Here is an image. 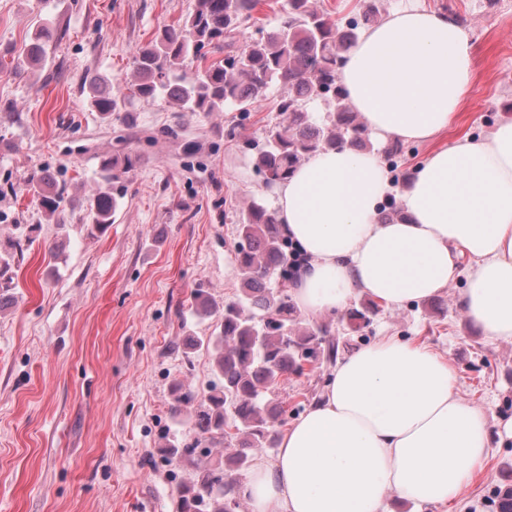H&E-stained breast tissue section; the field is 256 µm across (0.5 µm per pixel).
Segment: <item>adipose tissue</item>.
I'll list each match as a JSON object with an SVG mask.
<instances>
[{"instance_id": "obj_1", "label": "adipose tissue", "mask_w": 512, "mask_h": 512, "mask_svg": "<svg viewBox=\"0 0 512 512\" xmlns=\"http://www.w3.org/2000/svg\"><path fill=\"white\" fill-rule=\"evenodd\" d=\"M474 57L461 24L418 8L364 31L347 54L339 83L372 149L317 151L276 187L281 230L306 258L291 286L306 315L342 314L359 296L402 307L463 274L468 318L512 339V120L434 151L400 195L404 220L380 218L393 190L382 148L447 130L473 88ZM496 436L512 439V419L490 424L460 397L446 356L382 336L338 360L239 493L252 512H385L391 494L446 512Z\"/></svg>"}]
</instances>
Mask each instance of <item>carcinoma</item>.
<instances>
[{"label": "carcinoma", "mask_w": 512, "mask_h": 512, "mask_svg": "<svg viewBox=\"0 0 512 512\" xmlns=\"http://www.w3.org/2000/svg\"><path fill=\"white\" fill-rule=\"evenodd\" d=\"M259 0H197L196 9L178 27L162 29L133 59L132 79L109 85L90 81V105L103 117L126 111L134 98L162 97L182 110L242 112L277 84L282 89L278 111L283 121L269 129L262 145L246 142L266 185H276L310 153L344 144L372 147L361 122L337 83L345 54L359 37V24L378 13L367 0L362 22L341 24L319 10L313 0H288V18L266 37L237 48L235 37L253 19ZM50 28L41 26L22 51L23 61L39 66L45 59ZM212 45L227 49L224 59L194 71L183 68L190 57ZM317 97L333 101L327 120L319 123L305 108ZM39 206L53 216L68 201L64 186L44 170L32 180ZM116 199L100 190L90 200L98 227L112 223ZM246 247L239 250L241 296L220 306L208 294L196 300L201 309L222 318L216 339H193L192 346L211 351L218 377L197 415L195 430L203 441L222 443V452L179 491L180 512H240L237 493L252 453L275 444V422L285 413L274 398L279 381L302 371L300 352H311L316 364H334L338 345L327 329L302 332L295 328L297 312L284 288L271 280H288L290 243L276 213L253 200L238 228ZM238 427L228 435L227 429Z\"/></svg>", "instance_id": "carcinoma-1"}]
</instances>
